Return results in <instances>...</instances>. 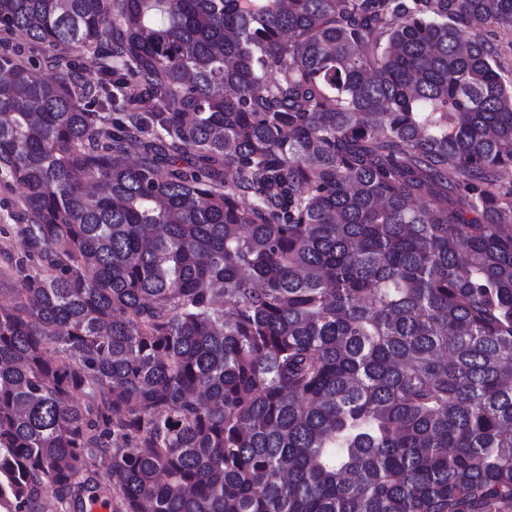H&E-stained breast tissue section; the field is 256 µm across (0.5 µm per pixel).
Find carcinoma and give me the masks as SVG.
Masks as SVG:
<instances>
[{"label":"carcinoma","mask_w":512,"mask_h":512,"mask_svg":"<svg viewBox=\"0 0 512 512\" xmlns=\"http://www.w3.org/2000/svg\"><path fill=\"white\" fill-rule=\"evenodd\" d=\"M491 25L512 0H0V512H512ZM19 196V190H6L0 186V248L8 245L13 255L21 254V245L15 235L16 223L9 217L13 202Z\"/></svg>","instance_id":"cac0c4a2"}]
</instances>
